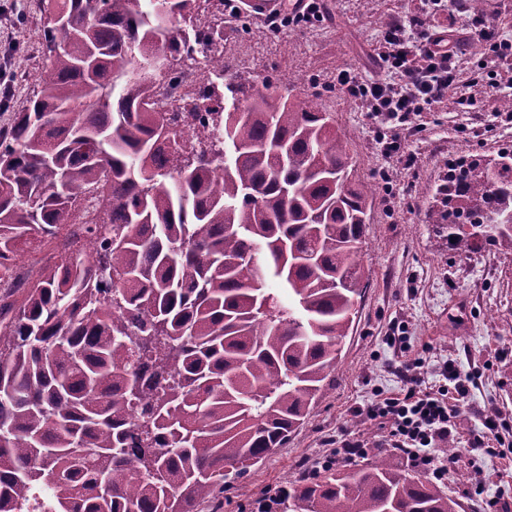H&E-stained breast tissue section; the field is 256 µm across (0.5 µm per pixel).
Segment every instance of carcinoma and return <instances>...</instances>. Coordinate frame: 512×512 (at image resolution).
I'll use <instances>...</instances> for the list:
<instances>
[{
	"label": "carcinoma",
	"mask_w": 512,
	"mask_h": 512,
	"mask_svg": "<svg viewBox=\"0 0 512 512\" xmlns=\"http://www.w3.org/2000/svg\"><path fill=\"white\" fill-rule=\"evenodd\" d=\"M48 0L40 90L0 131V512H194L283 447L336 371L375 188L330 112L265 81L186 91L185 27L229 71L211 0ZM64 13L70 30L55 25ZM163 56V71L146 69ZM429 222L512 252V150L448 165ZM60 248L33 277L31 240ZM75 240L80 248L68 247ZM22 293L16 299V293ZM379 456L281 512H460ZM198 36L194 34L192 40L182 42L183 64L180 71L171 79L158 83L151 96V105L157 109L170 110L173 108L184 93L185 89L193 87L199 89L202 87L200 71L197 68V59L199 58ZM202 89V88H201Z\"/></svg>",
	"instance_id": "carcinoma-1"
}]
</instances>
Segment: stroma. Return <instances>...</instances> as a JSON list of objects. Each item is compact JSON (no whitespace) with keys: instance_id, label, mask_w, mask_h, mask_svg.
Listing matches in <instances>:
<instances>
[{"instance_id":"obj_1","label":"stroma","mask_w":512,"mask_h":512,"mask_svg":"<svg viewBox=\"0 0 512 512\" xmlns=\"http://www.w3.org/2000/svg\"><path fill=\"white\" fill-rule=\"evenodd\" d=\"M328 17L313 27L283 28L272 34L266 15L252 0H236L238 18L227 31L226 47L235 71L210 75L224 106L238 77L296 84L298 93L334 113L348 142L361 179L377 182L365 228L364 276L368 282L356 304L352 330L322 397L288 443L241 476L229 477L223 502L201 504L197 512H249L254 498L317 470L320 459L342 440L363 442L367 452L340 463L346 472L385 452L394 468L411 469L391 448L378 426L358 410L380 396L404 387L399 366L423 361L429 382L439 383L444 363L454 362L469 379L470 396L457 419L456 464L443 488L462 512H512V452L490 445L471 449L482 416L496 410L512 427V253L485 245L473 253L452 249L427 221L432 197L448 172L450 160L462 156L496 157L512 147V125H503L501 95L491 86H470L474 50L460 67L451 100L435 111L412 117L413 133L402 135L398 156L380 151L376 134L361 105L330 85L337 70L348 68L380 78L373 61L379 34L390 20L420 10L421 0H328ZM42 0H0V72L12 88L0 103V129H7L37 90L45 65ZM387 169L390 183L379 180ZM405 329L402 346L389 344L396 326Z\"/></svg>"}]
</instances>
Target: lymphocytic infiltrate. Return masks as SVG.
Wrapping results in <instances>:
<instances>
[{
    "label": "lymphocytic infiltrate",
    "mask_w": 512,
    "mask_h": 512,
    "mask_svg": "<svg viewBox=\"0 0 512 512\" xmlns=\"http://www.w3.org/2000/svg\"><path fill=\"white\" fill-rule=\"evenodd\" d=\"M440 2L424 0V9L385 26L375 55L383 78L367 79L346 69L336 73V89L361 104L378 131L385 156L399 152L400 133L411 115L434 111L447 99L471 41H479L486 48L484 61L472 72V85L496 80L499 67L512 61V37L487 16H470L461 32L435 25L432 9ZM325 17L326 0H280L269 15L272 28L277 30ZM422 368L418 360L403 363L402 392L371 402L363 413L387 433L392 447L402 450L428 477L440 481L447 468L435 464L431 450L436 441L447 438L470 387L454 364L444 366V381L435 387L426 385Z\"/></svg>",
    "instance_id": "obj_1"
}]
</instances>
